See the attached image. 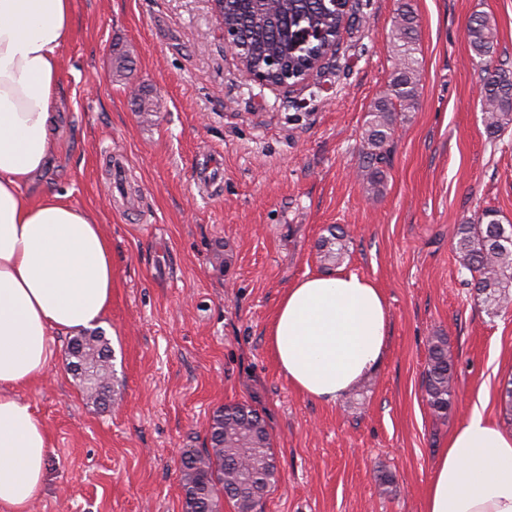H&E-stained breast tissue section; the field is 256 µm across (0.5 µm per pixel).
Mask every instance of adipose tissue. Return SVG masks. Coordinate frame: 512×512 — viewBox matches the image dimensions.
Here are the masks:
<instances>
[{"label": "adipose tissue", "instance_id": "adipose-tissue-1", "mask_svg": "<svg viewBox=\"0 0 512 512\" xmlns=\"http://www.w3.org/2000/svg\"><path fill=\"white\" fill-rule=\"evenodd\" d=\"M72 0H0V512H27L47 477L50 435L18 391L43 378L52 331L103 323L112 252L101 224L68 194L24 185L55 149L60 54ZM385 297L346 268L308 273L283 293L267 344L289 386L345 399L388 352ZM423 512H512V432L473 406L448 437Z\"/></svg>", "mask_w": 512, "mask_h": 512}]
</instances>
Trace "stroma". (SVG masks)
<instances>
[{
  "label": "stroma",
  "mask_w": 512,
  "mask_h": 512,
  "mask_svg": "<svg viewBox=\"0 0 512 512\" xmlns=\"http://www.w3.org/2000/svg\"><path fill=\"white\" fill-rule=\"evenodd\" d=\"M400 1L362 0L366 22L345 32L333 66L285 90L246 78L209 0H73L57 149L24 191L69 192L104 226L114 392L111 405L88 401L68 369V334L53 333L48 372L19 392L52 440L30 512H184L180 454L205 448L213 413L236 402L262 411L272 434L280 479L261 512H422L463 414L479 402L506 423L512 307L478 306L452 241L485 207L512 224V128L489 138L464 37L472 15H487L495 60L512 70V0H408L419 104L375 198L356 170L367 112L393 76ZM122 51L132 68L119 73ZM111 150L126 158L137 206L110 196ZM333 224L350 237L344 267L387 299L389 345L380 369L329 405L288 385L266 331L286 288L324 272L317 242ZM435 335L456 369L444 421L423 389Z\"/></svg>",
  "instance_id": "obj_1"
}]
</instances>
